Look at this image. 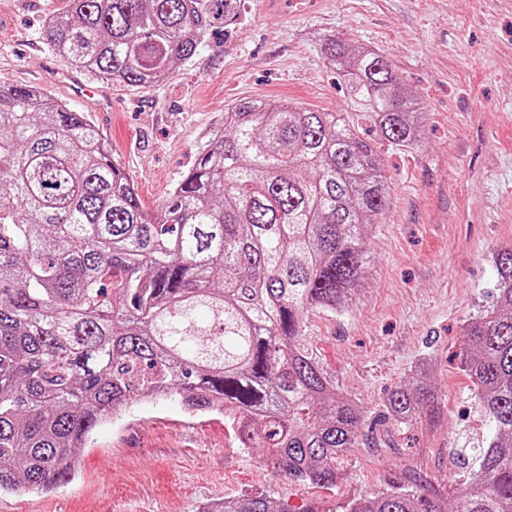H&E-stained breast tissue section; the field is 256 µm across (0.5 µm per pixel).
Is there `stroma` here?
Segmentation results:
<instances>
[{
  "label": "stroma",
  "instance_id": "35a3bbf8",
  "mask_svg": "<svg viewBox=\"0 0 512 512\" xmlns=\"http://www.w3.org/2000/svg\"><path fill=\"white\" fill-rule=\"evenodd\" d=\"M60 0H0V82L87 113L155 211L239 100L348 112L343 78L315 42L336 35L386 56L424 112L421 146L399 150L372 123L361 137L390 181L369 230L371 262L353 303L307 323V342L337 390L359 404V444L335 487L297 485L230 419L166 400L98 429L75 478L42 494L0 496V512H205L261 496L304 512L396 486L455 506L491 436L464 370L465 326L491 305L494 258L512 247V0H244L227 33L156 86L113 83L110 106L77 100L45 66L44 22ZM427 367L435 403L409 424L388 417L391 389Z\"/></svg>",
  "mask_w": 512,
  "mask_h": 512
}]
</instances>
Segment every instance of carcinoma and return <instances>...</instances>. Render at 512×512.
I'll use <instances>...</instances> for the list:
<instances>
[{
	"label": "carcinoma",
	"instance_id": "1",
	"mask_svg": "<svg viewBox=\"0 0 512 512\" xmlns=\"http://www.w3.org/2000/svg\"><path fill=\"white\" fill-rule=\"evenodd\" d=\"M44 32L66 64L141 87L192 60L242 0H62ZM324 59L391 146L420 145L423 113L382 54L334 37ZM388 181L340 112L242 99L156 214L88 115L0 85V493L72 481L76 456L127 405L172 396L238 418L293 482L333 486L363 412L305 347L306 321L336 312L365 272ZM496 303L466 326L464 367L492 440L474 449L455 512H512V247ZM437 398L427 369L385 408L406 424ZM224 512H292L264 497ZM342 512H445L403 488Z\"/></svg>",
	"mask_w": 512,
	"mask_h": 512
}]
</instances>
